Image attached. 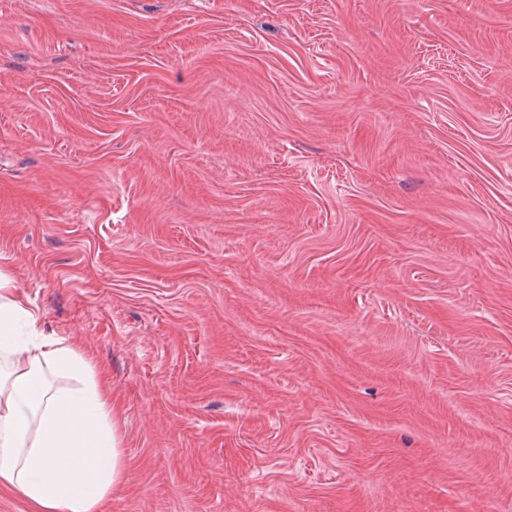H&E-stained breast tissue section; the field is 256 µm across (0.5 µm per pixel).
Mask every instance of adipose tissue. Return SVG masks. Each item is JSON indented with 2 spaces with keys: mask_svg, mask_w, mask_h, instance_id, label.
Wrapping results in <instances>:
<instances>
[{
  "mask_svg": "<svg viewBox=\"0 0 512 512\" xmlns=\"http://www.w3.org/2000/svg\"><path fill=\"white\" fill-rule=\"evenodd\" d=\"M10 286L0 273V486L38 512H100L124 477L112 406Z\"/></svg>",
  "mask_w": 512,
  "mask_h": 512,
  "instance_id": "adipose-tissue-1",
  "label": "adipose tissue"
}]
</instances>
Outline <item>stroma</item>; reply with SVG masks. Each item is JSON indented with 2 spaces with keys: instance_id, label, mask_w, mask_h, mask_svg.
Returning a JSON list of instances; mask_svg holds the SVG:
<instances>
[{
  "instance_id": "35a3bbf8",
  "label": "stroma",
  "mask_w": 512,
  "mask_h": 512,
  "mask_svg": "<svg viewBox=\"0 0 512 512\" xmlns=\"http://www.w3.org/2000/svg\"><path fill=\"white\" fill-rule=\"evenodd\" d=\"M0 270L103 512H512V0H0Z\"/></svg>"
}]
</instances>
